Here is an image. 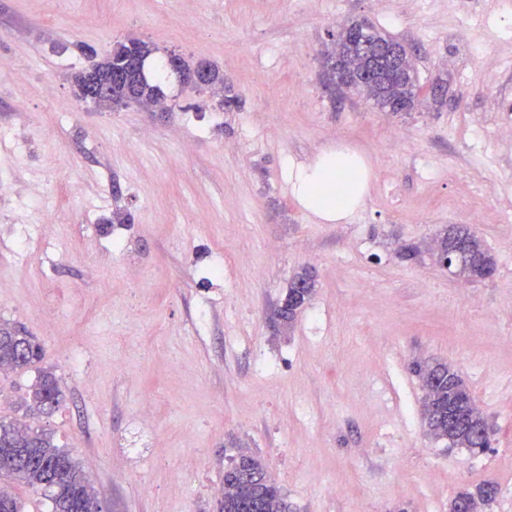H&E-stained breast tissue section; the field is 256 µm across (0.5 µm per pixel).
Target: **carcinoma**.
Here are the masks:
<instances>
[{"instance_id": "1", "label": "carcinoma", "mask_w": 512, "mask_h": 512, "mask_svg": "<svg viewBox=\"0 0 512 512\" xmlns=\"http://www.w3.org/2000/svg\"><path fill=\"white\" fill-rule=\"evenodd\" d=\"M332 46L323 53V66L342 87L373 101L389 112H408L418 99L422 87L414 66L403 65L384 50L406 52L405 46L387 32L364 21L355 20L331 35ZM156 52L152 44L137 38L117 42L101 59L89 51L90 63L76 79L77 95L85 98L97 89V104L120 101L149 106L165 99L163 86L171 68L161 64L146 70L147 60ZM439 250L462 247L454 268L466 281L484 279L486 270L495 265L485 243L467 227L452 226L435 239ZM295 279L307 284L298 293L293 309L285 319L293 323L299 310L307 305L315 292L313 278L305 271ZM43 348L34 337L0 320V365L23 369L42 358ZM414 373L421 379L425 398L423 419L427 434L435 440H446L451 448H486L489 442L467 430L448 429V407L460 403L473 405L469 388L447 363L435 361L415 364ZM62 403L59 380L52 369L40 370L25 397L23 418L0 419V453L13 458L12 466L0 471V481L13 480L41 494L51 505V512H98L100 500L87 482L82 468L71 454L61 448L54 433L33 426L25 418L49 416ZM224 500L220 512H288V502L280 487L274 485L263 462L247 453L239 454L224 472ZM0 512H24L22 501L0 488Z\"/></svg>"}]
</instances>
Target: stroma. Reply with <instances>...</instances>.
I'll return each instance as SVG.
<instances>
[{"label":"stroma","instance_id":"obj_1","mask_svg":"<svg viewBox=\"0 0 512 512\" xmlns=\"http://www.w3.org/2000/svg\"><path fill=\"white\" fill-rule=\"evenodd\" d=\"M363 18L411 51L424 88L411 111L327 88L321 50ZM131 37L210 62L236 107L174 76L164 112L79 99L87 51ZM505 123L512 0H0V319L44 347L40 363L0 374V417L19 416L53 369L62 406L37 423L107 512H218L242 452L291 512H448L486 482L498 492L482 512H512ZM395 128L411 140L391 152ZM339 147L370 170L342 224L288 184L289 164ZM462 199L496 259L493 278L468 285L427 249L463 224ZM26 231L41 246L22 257ZM412 243L420 259L403 258ZM304 269L315 293L275 329ZM433 358L487 417L485 452L427 435L412 366Z\"/></svg>","mask_w":512,"mask_h":512}]
</instances>
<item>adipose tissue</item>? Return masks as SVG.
<instances>
[{
	"mask_svg": "<svg viewBox=\"0 0 512 512\" xmlns=\"http://www.w3.org/2000/svg\"><path fill=\"white\" fill-rule=\"evenodd\" d=\"M288 180L294 196L306 208L325 220L342 222L362 206L368 170L356 153L339 149L289 168Z\"/></svg>",
	"mask_w": 512,
	"mask_h": 512,
	"instance_id": "ef3b65f1",
	"label": "adipose tissue"
}]
</instances>
